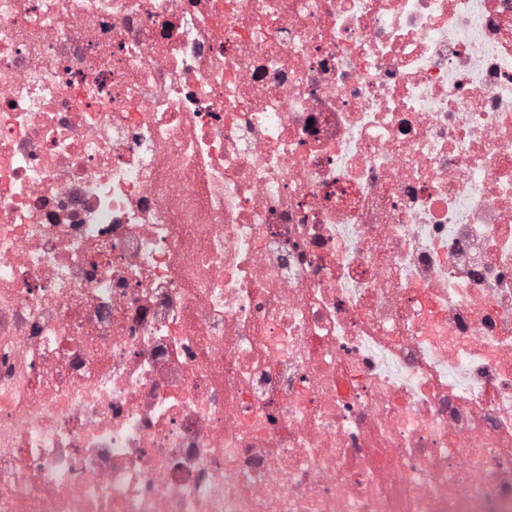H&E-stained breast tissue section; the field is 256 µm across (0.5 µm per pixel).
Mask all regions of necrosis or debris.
Listing matches in <instances>:
<instances>
[{"mask_svg":"<svg viewBox=\"0 0 512 512\" xmlns=\"http://www.w3.org/2000/svg\"><path fill=\"white\" fill-rule=\"evenodd\" d=\"M0 512H512V0H0Z\"/></svg>","mask_w":512,"mask_h":512,"instance_id":"necrosis-or-debris-1","label":"necrosis or debris"}]
</instances>
